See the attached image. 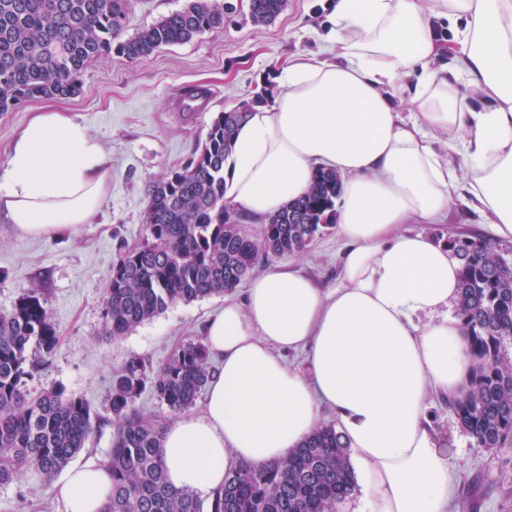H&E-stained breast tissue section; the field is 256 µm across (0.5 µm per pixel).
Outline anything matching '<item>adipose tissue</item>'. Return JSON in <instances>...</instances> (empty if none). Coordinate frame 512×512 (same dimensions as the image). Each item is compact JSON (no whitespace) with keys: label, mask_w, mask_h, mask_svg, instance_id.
Returning a JSON list of instances; mask_svg holds the SVG:
<instances>
[{"label":"adipose tissue","mask_w":512,"mask_h":512,"mask_svg":"<svg viewBox=\"0 0 512 512\" xmlns=\"http://www.w3.org/2000/svg\"><path fill=\"white\" fill-rule=\"evenodd\" d=\"M451 20L452 56L434 22ZM325 43L336 61L299 57L273 104L251 112L224 170V198L254 223L304 195L314 172L343 177L337 226L345 247L326 286L271 266L203 329L221 368L201 411L165 430L170 483L206 494L239 465L288 457L334 411L362 483L359 512H450L459 472L440 451L428 407L469 390L474 361L459 317V264L423 232L448 217L465 185L512 242V0H336ZM416 74L415 114L388 92ZM485 100L466 105L458 83ZM468 168L460 183L451 156ZM112 167L99 139L65 112H38L0 166V222L22 235L92 223ZM303 351L304 369L285 355ZM53 489L63 512H100L111 477L94 461Z\"/></svg>","instance_id":"obj_1"}]
</instances>
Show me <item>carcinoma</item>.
Here are the masks:
<instances>
[{
  "instance_id": "carcinoma-1",
  "label": "carcinoma",
  "mask_w": 512,
  "mask_h": 512,
  "mask_svg": "<svg viewBox=\"0 0 512 512\" xmlns=\"http://www.w3.org/2000/svg\"><path fill=\"white\" fill-rule=\"evenodd\" d=\"M288 0H250L253 24L266 26ZM131 0H0V114L36 98L79 92L89 63L113 52L130 61L224 25L223 0L185 6L120 40ZM272 99V84L212 119L204 143L152 187L139 243L112 266L103 308L105 332L118 340L178 302L233 291L264 258L303 251L336 222L342 178L319 168L309 193L268 216L258 233L224 200V167L250 112ZM461 264L457 314L479 361L467 395L449 403L481 448L512 442V270L493 242L448 236ZM59 343L47 310L29 295L0 312V486L35 474L54 479L97 432L83 398L62 388L33 395L29 379ZM214 375L203 337L176 347L153 367L128 357L112 377V446L103 465L112 491L101 512H341L356 492L348 446L336 426H317L288 459L240 466L209 506L172 488L159 455L167 420L136 407L150 389L173 415L193 407Z\"/></svg>"
}]
</instances>
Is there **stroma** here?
<instances>
[{
	"label": "stroma",
	"instance_id": "35a3bbf8",
	"mask_svg": "<svg viewBox=\"0 0 512 512\" xmlns=\"http://www.w3.org/2000/svg\"><path fill=\"white\" fill-rule=\"evenodd\" d=\"M222 27L168 46L136 62L112 53L83 72L81 88L66 98L36 99L0 114V164L33 112L51 106L83 122L112 162V183L93 223L71 235L33 238L0 223V311L36 290L60 343L47 367L29 382L34 391L62 387L81 396L102 419L77 462L103 461L111 448L109 399L112 374L129 355L160 366L177 345L201 335L206 319L224 307L212 295L179 303L143 322L122 339L106 336L104 293L119 244L134 245L152 186L189 158L204 142L211 120L276 80L289 59L316 55L330 0H288L287 9L265 27L254 26L249 0H231ZM208 91L205 106L182 108L186 88ZM444 231L495 240L499 256L512 265V242L496 240L487 218L470 206L464 191L453 194ZM344 246L328 225L303 252L281 261L313 278L335 282ZM440 448L459 470L454 512H512V444L478 447L457 425L448 407L431 410ZM52 485L34 475L0 487V512H57Z\"/></svg>",
	"mask_w": 512,
	"mask_h": 512
}]
</instances>
